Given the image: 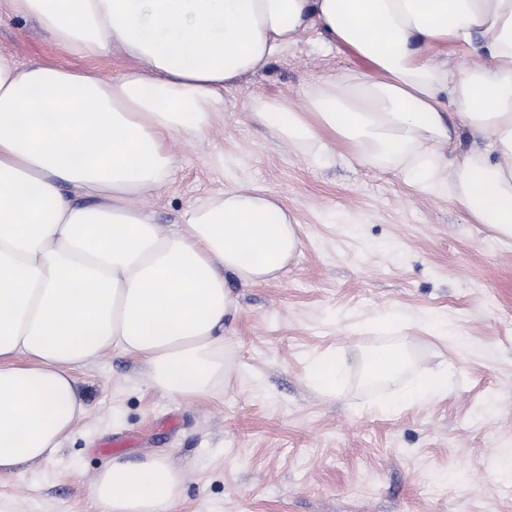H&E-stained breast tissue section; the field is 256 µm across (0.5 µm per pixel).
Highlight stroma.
<instances>
[{"label": "stroma", "instance_id": "1", "mask_svg": "<svg viewBox=\"0 0 512 512\" xmlns=\"http://www.w3.org/2000/svg\"><path fill=\"white\" fill-rule=\"evenodd\" d=\"M1 50L105 78L127 65L71 55L23 16L0 22ZM347 69L371 65L308 32L225 90L207 140H172V180L134 206L168 228L199 197L257 188L288 206L301 246L277 280L234 285L216 393L168 397L115 352L78 371L86 413L58 455L0 477L13 512H104L87 485L111 459L99 442L115 438L132 440L128 460L158 454L183 470L164 512H512V246L392 172L313 164L252 113L257 97L301 105L306 85ZM392 343L413 368L447 365V392L379 412L361 356ZM325 352L344 363L332 397L307 375Z\"/></svg>", "mask_w": 512, "mask_h": 512}]
</instances>
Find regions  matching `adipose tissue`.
Masks as SVG:
<instances>
[{
	"label": "adipose tissue",
	"instance_id": "1",
	"mask_svg": "<svg viewBox=\"0 0 512 512\" xmlns=\"http://www.w3.org/2000/svg\"><path fill=\"white\" fill-rule=\"evenodd\" d=\"M77 55L131 59L111 79L0 52V476L52 458L83 417L75 373L118 352L154 388L198 398L224 385L232 283L277 278L299 226L280 199L230 186L161 230L132 198L165 184L171 138L204 140L224 91L309 30L373 68L307 86L303 108L254 115L318 159L342 147L420 193H448L512 244V0H0ZM481 42L459 69L434 46ZM479 140L460 148L462 133ZM405 346L363 352L367 380L408 367ZM421 369L392 413L446 392ZM183 472L166 456H115L88 486L107 512H160Z\"/></svg>",
	"mask_w": 512,
	"mask_h": 512
}]
</instances>
